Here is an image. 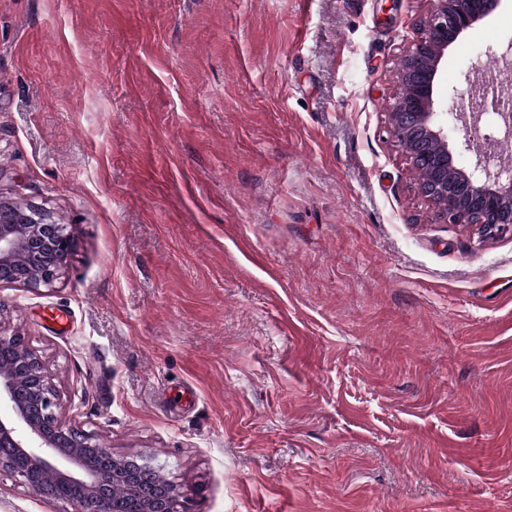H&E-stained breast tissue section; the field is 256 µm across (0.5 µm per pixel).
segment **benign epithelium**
I'll return each instance as SVG.
<instances>
[{
	"instance_id": "1",
	"label": "benign epithelium",
	"mask_w": 512,
	"mask_h": 512,
	"mask_svg": "<svg viewBox=\"0 0 512 512\" xmlns=\"http://www.w3.org/2000/svg\"><path fill=\"white\" fill-rule=\"evenodd\" d=\"M501 0H429L421 35L403 52L400 92L389 112V132L405 148L422 196L448 224H473L488 237L512 233V172L493 164L488 135L479 122L496 110L476 98L470 113L448 118L467 123L473 134L461 151L469 168L455 165L448 126L434 109V92L444 74L448 49ZM433 144L437 152L428 151ZM75 247L69 225L44 208L0 198V285L37 289L62 274ZM0 474L30 495L67 501L78 512H110L109 489L127 496L124 512H180V490L163 469L141 454H116L61 413L52 378L23 337L0 326Z\"/></svg>"
}]
</instances>
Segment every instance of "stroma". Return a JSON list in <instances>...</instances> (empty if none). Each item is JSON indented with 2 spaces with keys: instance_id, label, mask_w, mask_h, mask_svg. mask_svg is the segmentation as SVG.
<instances>
[{
  "instance_id": "stroma-1",
  "label": "stroma",
  "mask_w": 512,
  "mask_h": 512,
  "mask_svg": "<svg viewBox=\"0 0 512 512\" xmlns=\"http://www.w3.org/2000/svg\"><path fill=\"white\" fill-rule=\"evenodd\" d=\"M428 7L0 0V197L75 237L0 325L189 512H512V234L436 220L387 131ZM511 39L502 0L438 111ZM0 512L76 506L2 474Z\"/></svg>"
}]
</instances>
